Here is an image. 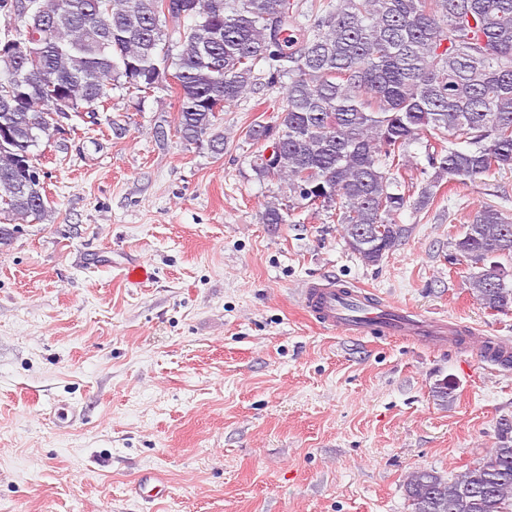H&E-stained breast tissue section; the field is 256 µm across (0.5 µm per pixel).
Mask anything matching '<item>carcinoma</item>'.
<instances>
[{"label": "carcinoma", "mask_w": 512, "mask_h": 512, "mask_svg": "<svg viewBox=\"0 0 512 512\" xmlns=\"http://www.w3.org/2000/svg\"><path fill=\"white\" fill-rule=\"evenodd\" d=\"M0 0L13 48L0 78V245L17 220L52 209L34 149L54 140L55 116L96 112L120 88L143 102L175 95L176 133L224 153L221 113L258 81L288 79L285 103L257 120L248 140L256 176L286 184L310 209L332 208L348 249L380 263L408 237L396 221L424 209L448 179L459 184L512 171V0H310L307 29L294 0ZM190 18L192 24L182 25ZM36 67H28L27 49ZM428 137L424 185L402 184L407 147ZM450 259L466 262L472 294L487 310L512 311V217L478 209ZM455 382L436 381L440 405ZM409 512H512V426L499 422L491 456L450 481L419 469L406 482Z\"/></svg>", "instance_id": "cac0c4a2"}]
</instances>
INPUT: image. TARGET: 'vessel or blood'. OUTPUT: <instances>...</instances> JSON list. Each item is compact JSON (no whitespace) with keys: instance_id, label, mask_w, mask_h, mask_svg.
I'll use <instances>...</instances> for the list:
<instances>
[{"instance_id":"obj_1","label":"vessel or blood","mask_w":512,"mask_h":512,"mask_svg":"<svg viewBox=\"0 0 512 512\" xmlns=\"http://www.w3.org/2000/svg\"><path fill=\"white\" fill-rule=\"evenodd\" d=\"M120 277L132 284H141L154 276L147 262L120 265ZM302 308L320 327L355 337L378 334L403 336L437 350L444 346L448 321L430 317L381 299L365 289L342 292L335 283L311 279L302 293Z\"/></svg>"}]
</instances>
